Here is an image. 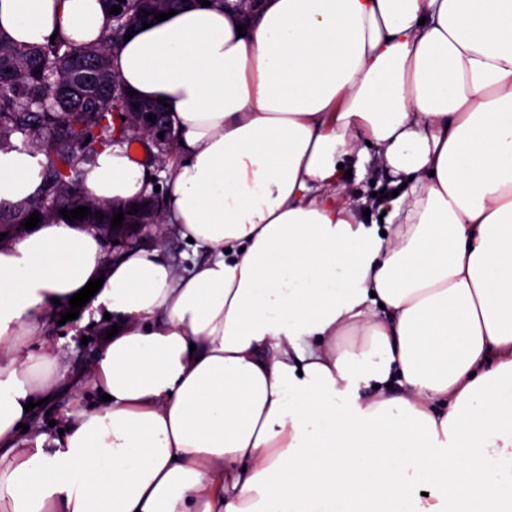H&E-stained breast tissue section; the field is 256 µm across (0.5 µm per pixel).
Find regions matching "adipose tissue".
Here are the masks:
<instances>
[{
    "instance_id": "ef3b65f1",
    "label": "adipose tissue",
    "mask_w": 512,
    "mask_h": 512,
    "mask_svg": "<svg viewBox=\"0 0 512 512\" xmlns=\"http://www.w3.org/2000/svg\"><path fill=\"white\" fill-rule=\"evenodd\" d=\"M106 29L102 0H0L18 43ZM112 63L168 103L162 223L194 258L110 259L63 222L0 246V512L512 500V0H186ZM373 157L408 181L380 225L341 196ZM45 162L0 150V202L36 197ZM85 187L152 189L118 145ZM93 278L95 324L120 330L71 376L44 338ZM64 393L63 434L23 433L29 400Z\"/></svg>"
}]
</instances>
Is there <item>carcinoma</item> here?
Instances as JSON below:
<instances>
[{"label":"carcinoma","instance_id":"obj_1","mask_svg":"<svg viewBox=\"0 0 512 512\" xmlns=\"http://www.w3.org/2000/svg\"><path fill=\"white\" fill-rule=\"evenodd\" d=\"M121 7L120 17L108 15L104 42L76 47L56 38L43 45H21L0 29V149L11 137H26L25 149L48 157L41 171L38 198L18 204L0 203V233L21 224L34 212L41 223L63 220L60 210L90 208L85 222H112L113 204L98 202L85 189L83 165L94 161L98 149L124 138L131 127L114 124V113L161 112L157 102L142 101L122 85L112 69L111 53L130 28L155 19L180 0H105ZM149 15H143V11ZM38 75H33L34 71ZM104 218L96 217V213Z\"/></svg>","mask_w":512,"mask_h":512}]
</instances>
